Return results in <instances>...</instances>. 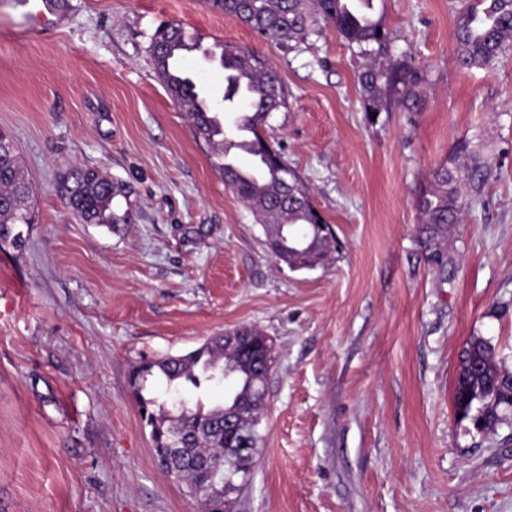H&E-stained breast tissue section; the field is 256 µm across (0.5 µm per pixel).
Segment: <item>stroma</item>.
Returning <instances> with one entry per match:
<instances>
[{
    "label": "stroma",
    "mask_w": 512,
    "mask_h": 512,
    "mask_svg": "<svg viewBox=\"0 0 512 512\" xmlns=\"http://www.w3.org/2000/svg\"><path fill=\"white\" fill-rule=\"evenodd\" d=\"M59 2L35 30L0 0V131L36 216L23 249L0 246V512H203L159 467L128 373L240 325L274 361L237 512H512V424L481 433L453 408L472 338L512 373V45L460 70L466 0H382L428 73L426 106L371 123L363 60L333 26L288 50L198 0ZM172 21L276 63L288 107L267 134L336 231L325 264L273 257L213 170L153 70L151 37ZM462 138L492 175L448 233L443 285L412 191ZM73 167L131 185L123 233L66 207Z\"/></svg>",
    "instance_id": "obj_1"
}]
</instances>
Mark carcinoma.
Segmentation results:
<instances>
[{
  "instance_id": "cac0c4a2",
  "label": "carcinoma",
  "mask_w": 512,
  "mask_h": 512,
  "mask_svg": "<svg viewBox=\"0 0 512 512\" xmlns=\"http://www.w3.org/2000/svg\"><path fill=\"white\" fill-rule=\"evenodd\" d=\"M375 0H207L210 10L233 17L267 40L280 45L304 41L321 34V24H332L352 50L364 59L357 74L359 101L368 119L399 108L423 110L425 69L412 55L394 52L395 37ZM453 38L460 69L491 66L512 42V0H469L458 13ZM200 39L178 22L154 33L149 54L154 70L168 94L188 119L198 140L210 149L214 170L252 213L265 233L267 250L294 270L324 264L340 248L333 227L313 205L309 187L268 141L265 128L271 115L287 107V94L276 66L265 55L234 44L215 41L203 59L224 71V109L204 98L183 65L185 57L200 49ZM472 142H456L447 161L435 167L430 178L415 188L414 204L420 215L418 246L424 261L444 284L448 282V230L462 223L469 203L486 180ZM63 200L84 224H100L119 234L132 223L131 207L124 211L114 202L129 200V184L104 177L93 168H72L60 181ZM29 187L11 137L0 131V241L20 248L24 240L19 224L35 223L28 205ZM208 338L200 347L179 356L145 360L133 368L129 385L141 416L150 429L159 466L169 476L202 489L214 479L225 512H234L238 491L251 474L255 426L266 408V385L273 367V344L256 326ZM268 366H253L257 355ZM150 380L164 390L145 396ZM227 385L220 401H209L210 390ZM512 393V374L499 370L494 347L479 337L462 351L453 386V405L461 418L474 411L483 417L484 429L495 430L506 407L503 397ZM243 411L251 418L250 445L224 434V415ZM195 455L212 458L214 472L189 468ZM240 477L241 484L231 485Z\"/></svg>"
}]
</instances>
